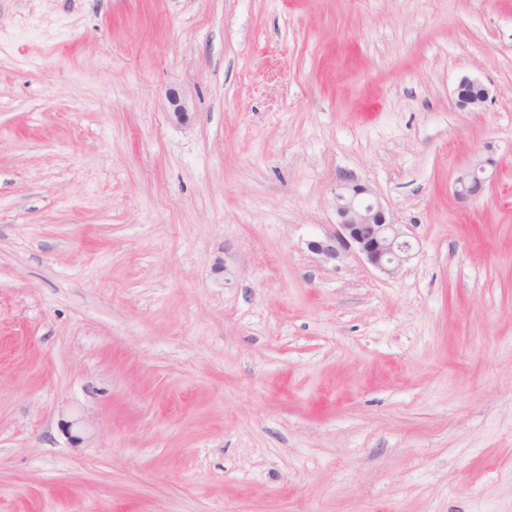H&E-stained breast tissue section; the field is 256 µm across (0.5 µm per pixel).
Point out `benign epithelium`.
<instances>
[{
  "label": "benign epithelium",
  "mask_w": 512,
  "mask_h": 512,
  "mask_svg": "<svg viewBox=\"0 0 512 512\" xmlns=\"http://www.w3.org/2000/svg\"><path fill=\"white\" fill-rule=\"evenodd\" d=\"M455 105L461 110L483 106L492 98L483 82L462 78L455 91ZM484 169L473 166L455 181V194L466 201L483 187ZM309 247L327 261L354 254L367 264L391 275L410 258L412 244L401 225L393 222L377 195L367 186L344 183L336 188V224L324 237L309 242Z\"/></svg>",
  "instance_id": "7a95c632"
}]
</instances>
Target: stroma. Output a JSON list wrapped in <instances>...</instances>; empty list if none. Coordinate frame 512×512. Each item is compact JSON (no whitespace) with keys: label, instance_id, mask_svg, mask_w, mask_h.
Returning a JSON list of instances; mask_svg holds the SVG:
<instances>
[{"label":"stroma","instance_id":"1","mask_svg":"<svg viewBox=\"0 0 512 512\" xmlns=\"http://www.w3.org/2000/svg\"><path fill=\"white\" fill-rule=\"evenodd\" d=\"M0 512H512V0H0ZM455 105L460 110H472L483 106L492 98L491 89L483 82L468 77L462 78L455 91ZM484 173L481 166L475 165L460 175L455 181V194L458 199L466 201L477 195L483 187V182L487 181ZM324 237L309 242L326 261L355 254L391 275L410 258L412 244L401 224L390 218L381 200L367 186L344 183L336 188V224Z\"/></svg>","mask_w":512,"mask_h":512}]
</instances>
